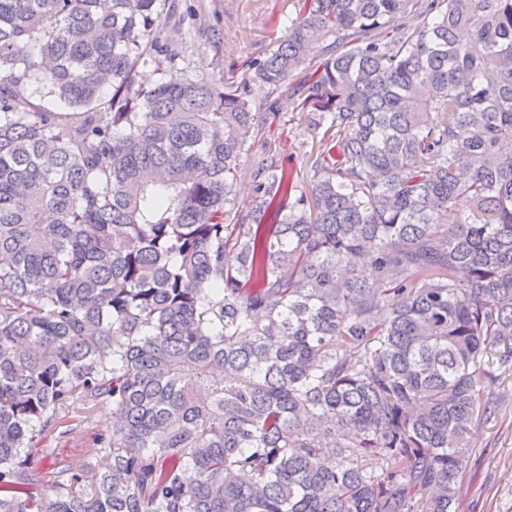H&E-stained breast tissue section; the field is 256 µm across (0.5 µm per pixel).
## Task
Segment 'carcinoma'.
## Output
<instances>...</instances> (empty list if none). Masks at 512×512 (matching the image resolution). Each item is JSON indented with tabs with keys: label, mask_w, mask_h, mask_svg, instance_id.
<instances>
[{
	"label": "carcinoma",
	"mask_w": 512,
	"mask_h": 512,
	"mask_svg": "<svg viewBox=\"0 0 512 512\" xmlns=\"http://www.w3.org/2000/svg\"><path fill=\"white\" fill-rule=\"evenodd\" d=\"M173 8L0 0V512H456L512 370V0H294L249 79L145 86ZM306 64L309 186L235 224L249 82ZM74 428L64 434L54 431L44 442V447L34 448L33 460L45 476L44 489L49 492L58 462L65 461L83 467H96L101 456V438L112 430V410L99 406L87 418L74 422Z\"/></svg>",
	"instance_id": "cac0c4a2"
}]
</instances>
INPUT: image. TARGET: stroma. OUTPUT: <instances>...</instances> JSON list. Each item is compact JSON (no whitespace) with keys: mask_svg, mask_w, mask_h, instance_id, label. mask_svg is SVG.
Returning a JSON list of instances; mask_svg holds the SVG:
<instances>
[{"mask_svg":"<svg viewBox=\"0 0 512 512\" xmlns=\"http://www.w3.org/2000/svg\"><path fill=\"white\" fill-rule=\"evenodd\" d=\"M177 16L164 22L160 40L178 51L182 60L173 67L140 68L139 78L151 84L178 79L190 73L220 81L242 80L252 74L251 65L276 49L288 32L294 14L293 0H177ZM307 71L298 69L285 88L251 84L254 101L269 100L275 116L243 155L236 177L238 215L247 214L259 200L254 173L273 162L291 173L300 185H308L310 166L320 152L321 130L312 128L310 113L298 111V96ZM497 393L502 406L470 434L463 450L466 472L457 512H512V376ZM112 430V410L97 407L66 433L52 432L34 461L46 480H53L58 462L87 468L97 466L101 439Z\"/></svg>","mask_w":512,"mask_h":512,"instance_id":"35a3bbf8","label":"stroma"}]
</instances>
